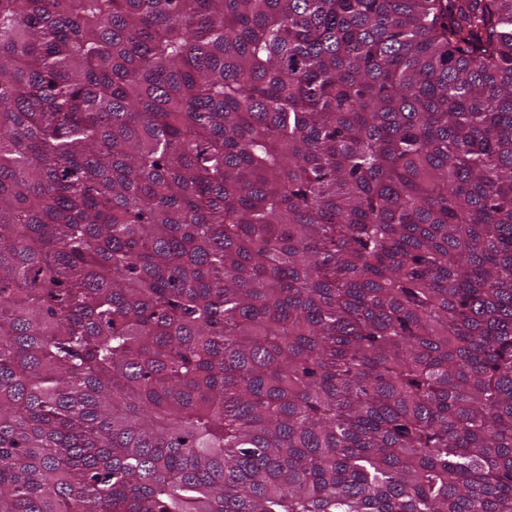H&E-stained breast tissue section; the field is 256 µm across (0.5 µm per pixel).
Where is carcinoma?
Here are the masks:
<instances>
[{
  "mask_svg": "<svg viewBox=\"0 0 512 512\" xmlns=\"http://www.w3.org/2000/svg\"><path fill=\"white\" fill-rule=\"evenodd\" d=\"M0 512H512V0H0Z\"/></svg>",
  "mask_w": 512,
  "mask_h": 512,
  "instance_id": "obj_1",
  "label": "carcinoma"
}]
</instances>
